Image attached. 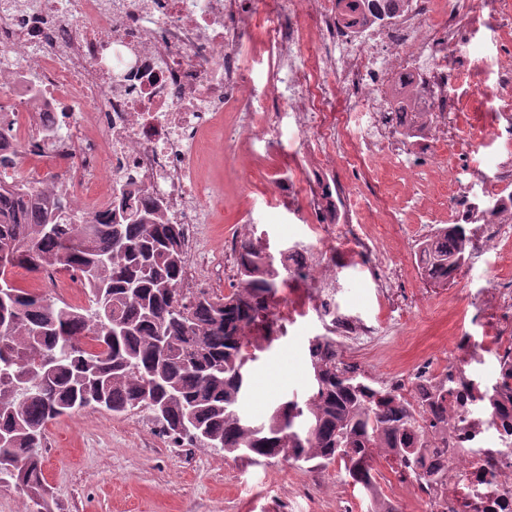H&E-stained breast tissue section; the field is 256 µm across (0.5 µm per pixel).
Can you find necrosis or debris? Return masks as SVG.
Instances as JSON below:
<instances>
[{
	"mask_svg": "<svg viewBox=\"0 0 512 512\" xmlns=\"http://www.w3.org/2000/svg\"><path fill=\"white\" fill-rule=\"evenodd\" d=\"M481 16L478 0H455L446 15L438 0H360L346 19L336 0H277L272 19L244 13L241 0H0V86L12 93L0 105L10 129L0 147L63 160L50 184L28 183L69 193L77 218L105 213L122 194L132 203L149 196L163 201L168 223L181 225L193 246L221 203L219 189L198 175L200 152L218 134L227 142L277 134L256 123L260 93L237 61L259 28L284 58L274 86L298 134L327 148L310 176L287 171L272 194L302 199L332 224L342 195L333 154L353 165L374 153L396 160L412 113L443 122L459 35ZM304 21L325 32L330 59L297 57ZM495 177L485 195L502 218L492 223L483 204L452 186L458 221L476 227L477 257L512 238V195L498 189L512 181V165L499 163ZM103 180L110 193L80 195ZM469 360L466 352L448 359V471L419 496L432 512H512V448L485 445L498 429L477 409Z\"/></svg>",
	"mask_w": 512,
	"mask_h": 512,
	"instance_id": "4bbe7bcc",
	"label": "necrosis or debris"
}]
</instances>
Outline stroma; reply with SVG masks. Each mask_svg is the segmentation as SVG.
<instances>
[{
  "mask_svg": "<svg viewBox=\"0 0 512 512\" xmlns=\"http://www.w3.org/2000/svg\"><path fill=\"white\" fill-rule=\"evenodd\" d=\"M470 53L457 73L475 96L465 108L449 106L447 126L437 143L451 146L467 138L468 128L490 129L496 115L483 103V91L496 81V60L512 61V27L480 26L466 31ZM277 114L280 135L272 144L237 143L200 156L203 177L224 185V204L204 227L195 264L209 287L230 290L237 282L228 239L254 237L275 262L300 249L318 215L299 203L271 202L269 191L279 172L303 165L297 131L276 100L264 104ZM512 157V134L489 139L459 161V178L471 195L483 194L475 171L495 173L498 158ZM336 178L355 190L350 231L372 238L370 251L337 260L336 301L343 312L381 327L375 349L361 352L366 376L381 381L388 373L409 374L423 363L455 351L453 340L468 337L476 356L469 371L480 387L491 386L498 362L487 351V333L477 311L488 286L485 267L496 264L512 273V240L470 266L466 282L436 287L425 282L413 263L422 240L453 223L448 187L436 163L401 166L383 156L359 169L337 162ZM398 229H390L389 217ZM391 272V288L370 275V266ZM315 314L297 319L286 335L250 362L251 393L242 409L263 421L282 396H305L309 383L308 341L320 334ZM49 512H371L367 494L348 485L339 465L312 470L282 458L254 461L212 448H178L159 435L145 411L115 415L84 409L48 423L42 450Z\"/></svg>",
  "mask_w": 512,
  "mask_h": 512,
  "instance_id": "35a3bbf8",
  "label": "stroma"
}]
</instances>
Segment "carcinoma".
<instances>
[{"label": "carcinoma", "instance_id": "cac0c4a2", "mask_svg": "<svg viewBox=\"0 0 512 512\" xmlns=\"http://www.w3.org/2000/svg\"><path fill=\"white\" fill-rule=\"evenodd\" d=\"M154 200L120 204L85 224L72 219L63 198H44L16 185L0 187V482L45 494L41 448L46 424L73 409L114 414H160V432L176 446L215 448L249 459L280 456L285 433L291 460L338 462L346 481L380 507L378 460L404 461L403 480L422 488L443 466L425 455L427 434L448 432L452 380L419 388L429 408L426 425L400 389L385 388L341 360L336 337L309 340L306 399L285 398L259 425L240 403L248 362L278 339L270 318L280 271L262 243L236 246L238 282L227 294H186L178 288L187 254L182 229L168 224ZM422 275L432 284L453 280L470 257L471 234L462 224L437 229L419 245ZM16 266L41 274L61 266L87 280V306L16 285ZM512 448V367H499L484 390Z\"/></svg>", "mask_w": 512, "mask_h": 512}]
</instances>
